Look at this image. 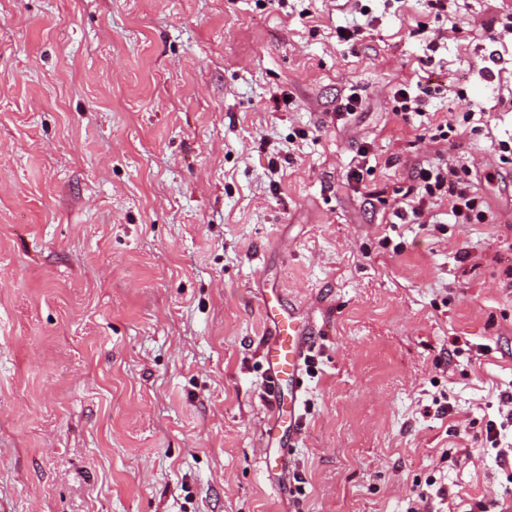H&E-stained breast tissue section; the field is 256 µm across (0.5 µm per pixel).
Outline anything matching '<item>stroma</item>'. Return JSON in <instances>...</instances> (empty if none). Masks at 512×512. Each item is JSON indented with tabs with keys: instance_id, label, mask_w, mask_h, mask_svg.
Segmentation results:
<instances>
[{
	"instance_id": "35a3bbf8",
	"label": "stroma",
	"mask_w": 512,
	"mask_h": 512,
	"mask_svg": "<svg viewBox=\"0 0 512 512\" xmlns=\"http://www.w3.org/2000/svg\"><path fill=\"white\" fill-rule=\"evenodd\" d=\"M355 2L0 0V512H512V0ZM439 154L485 223H393ZM277 294L316 337L282 491ZM395 101L400 104L394 108L396 114H411L413 112L418 116H423L426 100L420 94H412L410 88L403 87L396 90L394 93ZM404 112V113H399ZM407 112V113H406Z\"/></svg>"
}]
</instances>
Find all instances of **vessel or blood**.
Listing matches in <instances>:
<instances>
[{
	"label": "vessel or blood",
	"instance_id": "obj_1",
	"mask_svg": "<svg viewBox=\"0 0 512 512\" xmlns=\"http://www.w3.org/2000/svg\"><path fill=\"white\" fill-rule=\"evenodd\" d=\"M263 308L268 327L264 348L267 396L275 410L271 429L278 432L282 446L292 448L301 435L298 410L314 341L279 302L264 301Z\"/></svg>",
	"mask_w": 512,
	"mask_h": 512
}]
</instances>
